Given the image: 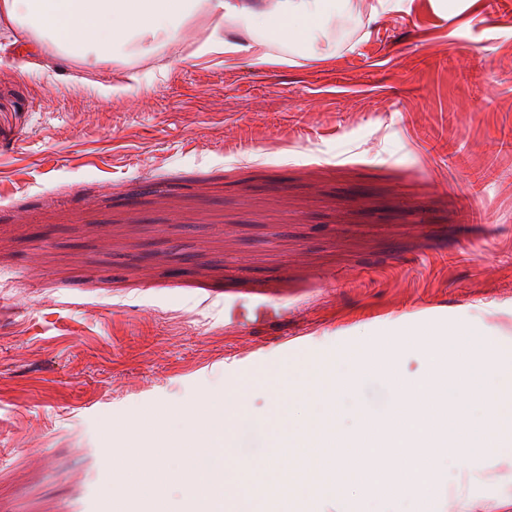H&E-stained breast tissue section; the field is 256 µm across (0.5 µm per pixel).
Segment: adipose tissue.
<instances>
[{"label": "adipose tissue", "instance_id": "ef3b65f1", "mask_svg": "<svg viewBox=\"0 0 512 512\" xmlns=\"http://www.w3.org/2000/svg\"><path fill=\"white\" fill-rule=\"evenodd\" d=\"M359 24L354 0H0V29L11 31L20 69H91L118 73L180 46L187 61L293 63L315 39L340 49Z\"/></svg>", "mask_w": 512, "mask_h": 512}]
</instances>
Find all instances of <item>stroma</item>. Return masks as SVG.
Wrapping results in <instances>:
<instances>
[{
	"mask_svg": "<svg viewBox=\"0 0 512 512\" xmlns=\"http://www.w3.org/2000/svg\"><path fill=\"white\" fill-rule=\"evenodd\" d=\"M0 31V512H112L106 433L463 317L512 330V0H407L333 56L164 57L112 101ZM498 512L512 463L476 465Z\"/></svg>",
	"mask_w": 512,
	"mask_h": 512,
	"instance_id": "1",
	"label": "stroma"
}]
</instances>
